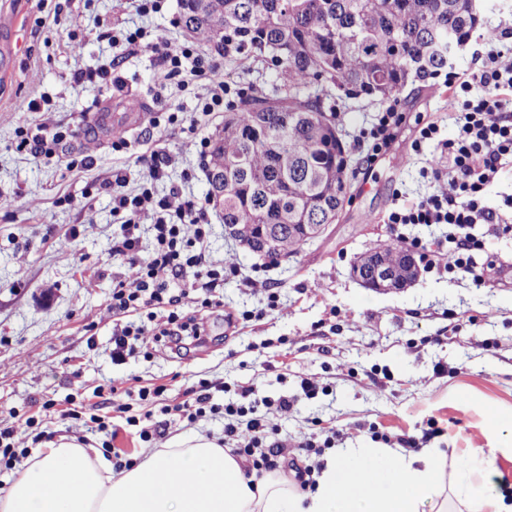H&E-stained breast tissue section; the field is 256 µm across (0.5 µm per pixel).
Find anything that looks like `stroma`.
Wrapping results in <instances>:
<instances>
[{
  "mask_svg": "<svg viewBox=\"0 0 512 512\" xmlns=\"http://www.w3.org/2000/svg\"><path fill=\"white\" fill-rule=\"evenodd\" d=\"M0 10L17 18L8 34L14 63L0 82V425L13 428L14 447H37L43 430L101 447L102 436L83 426L95 413L117 428L116 446L140 460L147 444L131 434L116 405L158 421L161 404L192 400L203 382L217 404L236 399L238 387L253 386L259 415L286 434L275 450L278 476L321 470L325 455L300 447L307 437L322 443L321 426L311 423L315 417L335 428L337 447L394 448L413 437L420 447L443 449L452 465L477 447L496 448L512 437V232L492 235L475 227L496 258L478 282L422 271L410 286L385 292L349 275L366 249L424 235L420 227L397 228L383 217L396 195L428 193L422 172L442 164L431 146L417 152L413 144L418 119L439 121L447 134L454 130L443 77L401 91L396 108L405 119L392 151L378 156L364 132L381 104L366 97L333 101L354 169L339 220L296 256L271 266L265 286L244 288L226 279L224 305L205 317L201 342L117 365L110 356L114 318L107 299L124 268L112 256L110 196L89 187L120 169L125 192H136L142 168L110 143L80 137L64 144L65 155L90 154L97 163L89 171H69L57 159L17 151L15 131L40 123L75 128L98 110L121 113L127 95L144 97L149 112L193 118L202 83L159 85L150 52H131L94 35L139 28L185 41L178 0L149 16L128 0H0ZM73 33L84 38L81 51L72 48ZM113 58L126 84L123 96L73 84L74 71ZM41 98L43 111H28V102ZM186 138L180 129L147 120L130 142L175 156L171 182L202 199L207 173L186 153ZM187 169L194 176L186 182ZM66 195L73 204L63 203ZM270 288L279 293L278 311L229 324V314L263 307ZM304 378L317 396L281 409L280 398L296 396ZM150 383L167 390L161 404L148 408L138 390ZM490 409L500 415L494 428L486 417Z\"/></svg>",
  "mask_w": 512,
  "mask_h": 512,
  "instance_id": "1",
  "label": "stroma"
}]
</instances>
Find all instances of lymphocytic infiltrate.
Segmentation results:
<instances>
[{
  "label": "lymphocytic infiltrate",
  "instance_id": "1",
  "mask_svg": "<svg viewBox=\"0 0 512 512\" xmlns=\"http://www.w3.org/2000/svg\"><path fill=\"white\" fill-rule=\"evenodd\" d=\"M125 43L130 48L144 47L153 55L162 81L181 77L204 82L208 92L199 104L202 115L223 111L224 97L231 88L215 53L192 41L176 45L161 34L149 37L139 29L126 34ZM476 44L474 68L466 73L449 71L445 79L448 109L456 126L453 137H442L434 122L418 129V143L433 144L447 157V169H433L432 192L412 203L396 199L384 218L388 224L446 226L447 251H426L421 240L411 242L420 250L427 272L441 269L476 275L485 244L473 235V228L485 224L497 232L504 222L498 209L488 205L485 191L503 168L512 165V32L484 33ZM74 134L67 126L51 133L41 124L21 127L16 131V147L35 157L53 158ZM136 160L143 168L137 192H123L126 176L119 169L98 185L99 191L111 195L112 215L118 220L112 253L121 257L125 267L124 273L113 277L108 297L116 319L112 329L116 362L136 356L151 358L144 341L151 333L167 345L184 336L200 335V323L185 314L184 307L192 304L203 313L222 306L225 278H239L245 288L255 284L235 258L213 262L208 201L186 196L177 184L159 193L158 183L169 177L171 155L149 148ZM146 231L152 236L147 252L142 249ZM238 393L239 401L220 406L204 391L193 402L168 405L164 411L191 423L206 416L223 419L224 438L234 442L237 454L246 457L257 472L269 471L275 466L272 455L280 432L267 427L256 404L250 403L253 387H239Z\"/></svg>",
  "mask_w": 512,
  "mask_h": 512
}]
</instances>
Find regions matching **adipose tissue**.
I'll use <instances>...</instances> for the list:
<instances>
[{"instance_id": "obj_1", "label": "adipose tissue", "mask_w": 512, "mask_h": 512, "mask_svg": "<svg viewBox=\"0 0 512 512\" xmlns=\"http://www.w3.org/2000/svg\"><path fill=\"white\" fill-rule=\"evenodd\" d=\"M496 449L447 474L437 448H342L327 457L312 488L249 475L215 438L176 434L135 466L113 470L93 447L62 437L31 453L11 474L0 512H512V499L473 498L471 477L490 482Z\"/></svg>"}]
</instances>
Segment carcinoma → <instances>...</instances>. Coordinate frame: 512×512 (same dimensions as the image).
I'll return each mask as SVG.
<instances>
[{
	"instance_id": "cac0c4a2",
	"label": "carcinoma",
	"mask_w": 512,
	"mask_h": 512,
	"mask_svg": "<svg viewBox=\"0 0 512 512\" xmlns=\"http://www.w3.org/2000/svg\"><path fill=\"white\" fill-rule=\"evenodd\" d=\"M194 40L268 58L279 87L246 93L210 138L207 200L240 246L270 265L308 241L301 224H331L348 183L333 96L396 101L409 82L448 68L450 46L480 25L470 0H179ZM410 250L380 244L350 274L390 271V287L418 276Z\"/></svg>"
}]
</instances>
